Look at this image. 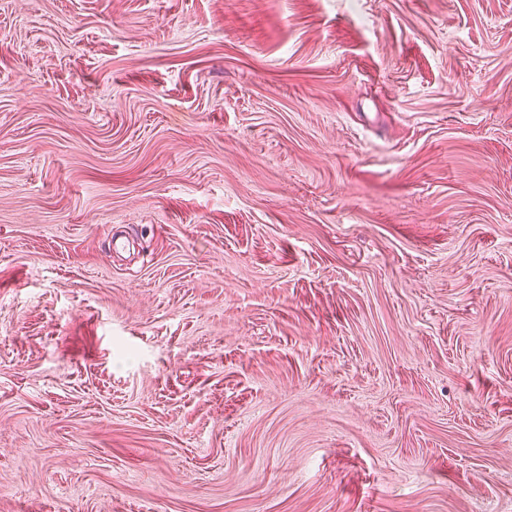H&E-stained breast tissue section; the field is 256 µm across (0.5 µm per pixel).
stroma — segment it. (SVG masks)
<instances>
[{
    "instance_id": "obj_1",
    "label": "stroma",
    "mask_w": 512,
    "mask_h": 512,
    "mask_svg": "<svg viewBox=\"0 0 512 512\" xmlns=\"http://www.w3.org/2000/svg\"><path fill=\"white\" fill-rule=\"evenodd\" d=\"M0 512H512V0H0Z\"/></svg>"
}]
</instances>
